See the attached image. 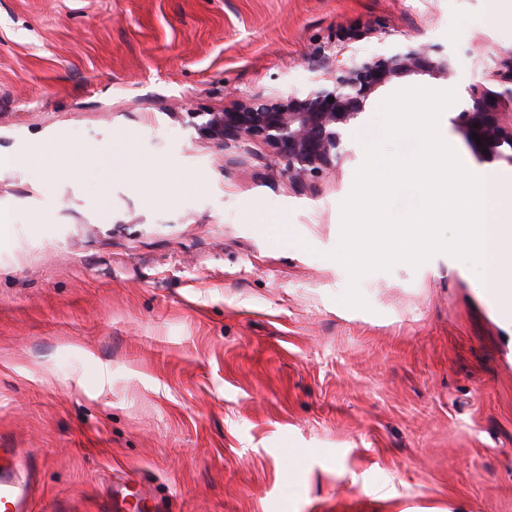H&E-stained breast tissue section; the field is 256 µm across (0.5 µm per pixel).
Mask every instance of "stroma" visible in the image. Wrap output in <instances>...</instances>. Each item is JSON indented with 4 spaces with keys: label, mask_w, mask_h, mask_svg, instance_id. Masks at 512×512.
I'll return each instance as SVG.
<instances>
[{
    "label": "stroma",
    "mask_w": 512,
    "mask_h": 512,
    "mask_svg": "<svg viewBox=\"0 0 512 512\" xmlns=\"http://www.w3.org/2000/svg\"><path fill=\"white\" fill-rule=\"evenodd\" d=\"M454 44L448 79L373 95L303 183L211 113L299 93L343 57ZM512 56V0H0V448L36 455L31 512H512V319L439 254L339 301L340 204L380 103L455 89L443 139L502 206L512 164L454 119ZM130 142L143 184L29 164Z\"/></svg>",
    "instance_id": "stroma-1"
}]
</instances>
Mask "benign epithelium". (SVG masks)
<instances>
[{"label":"benign epithelium","mask_w":512,"mask_h":512,"mask_svg":"<svg viewBox=\"0 0 512 512\" xmlns=\"http://www.w3.org/2000/svg\"><path fill=\"white\" fill-rule=\"evenodd\" d=\"M452 50L413 47L370 57L353 56L336 70L329 83H319L301 95L254 98L220 112L209 122L212 134L224 142L261 139L272 147L270 161L288 178L302 182L336 160L343 129L360 115L369 98L395 78L409 75L445 77L455 69ZM472 107L459 113L456 124L472 147L489 159L512 163V124L499 118L500 102L480 85L470 87ZM334 101H328V98ZM479 139H474L472 134ZM511 150L506 155L503 149Z\"/></svg>","instance_id":"benign-epithelium-1"}]
</instances>
